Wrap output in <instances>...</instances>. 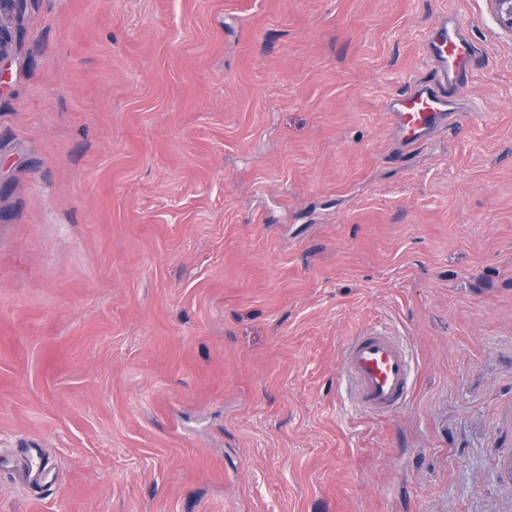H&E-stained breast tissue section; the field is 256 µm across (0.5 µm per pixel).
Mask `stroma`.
<instances>
[{
    "label": "stroma",
    "mask_w": 512,
    "mask_h": 512,
    "mask_svg": "<svg viewBox=\"0 0 512 512\" xmlns=\"http://www.w3.org/2000/svg\"><path fill=\"white\" fill-rule=\"evenodd\" d=\"M446 129L387 102L452 15ZM0 512H512V33L487 0H24ZM415 378L361 412L351 337ZM37 442L56 476L9 461Z\"/></svg>",
    "instance_id": "1"
}]
</instances>
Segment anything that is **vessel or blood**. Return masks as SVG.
Listing matches in <instances>:
<instances>
[{"label":"vessel or blood","instance_id":"obj_1","mask_svg":"<svg viewBox=\"0 0 512 512\" xmlns=\"http://www.w3.org/2000/svg\"><path fill=\"white\" fill-rule=\"evenodd\" d=\"M469 22L456 16L431 28L424 39L432 76L417 80L388 105L396 135L404 147L422 143L456 106L452 87L472 74L477 50L467 37ZM345 375L359 408L366 413L392 412L407 395L410 364L405 349L382 330L353 337L345 348Z\"/></svg>","mask_w":512,"mask_h":512}]
</instances>
